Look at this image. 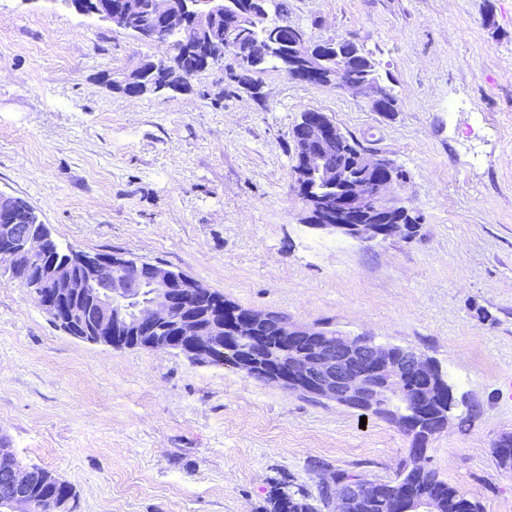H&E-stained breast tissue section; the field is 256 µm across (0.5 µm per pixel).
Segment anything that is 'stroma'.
<instances>
[{"label":"stroma","mask_w":512,"mask_h":512,"mask_svg":"<svg viewBox=\"0 0 512 512\" xmlns=\"http://www.w3.org/2000/svg\"><path fill=\"white\" fill-rule=\"evenodd\" d=\"M287 8L313 39L371 52L396 111L272 67L253 90L222 66L130 97L106 75L160 45L62 0H0V193L61 245L433 360L459 406L427 467L480 512H512V472L492 453L512 434V0ZM310 109L407 169L411 237L365 245L305 224L292 129ZM0 439L71 484L75 512H263L283 480L394 478L411 446L392 423L241 371L74 338L1 273Z\"/></svg>","instance_id":"1"}]
</instances>
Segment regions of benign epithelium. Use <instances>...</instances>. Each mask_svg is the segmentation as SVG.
I'll return each mask as SVG.
<instances>
[{"instance_id":"obj_1","label":"benign epithelium","mask_w":512,"mask_h":512,"mask_svg":"<svg viewBox=\"0 0 512 512\" xmlns=\"http://www.w3.org/2000/svg\"><path fill=\"white\" fill-rule=\"evenodd\" d=\"M76 11L93 15L113 27L152 41L159 27L179 29L195 26L203 29L209 20L224 7V0H155L149 12L139 0H126L116 9L112 0H65ZM233 47L226 43L197 44L186 51V57L201 61L192 65V72L181 83H158V75L166 57H155L152 67L144 62L135 64L107 77V82L127 96L153 85L155 93L185 91L189 80L197 73L216 67ZM285 72L291 78L312 84L327 85L313 57L311 45L298 39L294 50L285 56ZM310 124V137L301 144L300 180L311 176L329 185L336 184V168L329 157L336 151V127L311 110L305 113ZM390 159L368 152L358 154V164L366 178L348 181V187L336 197L323 202L324 223L314 228L325 230L360 243H379L407 235L405 224H388L382 217L402 206L394 193L395 181L381 178L378 173L389 165ZM47 233L34 210L20 211L15 198L0 193V270L11 271L26 256L40 265L36 288L29 295L68 335L91 343L113 346L127 339L133 345L149 349H174L175 340L183 341V354L208 359L216 349V339L224 335L222 311L204 310L206 303L189 301L198 295L203 285L181 271L138 260L133 276L112 274V269L129 264L130 258L121 253L104 254L75 250L68 258L57 261L47 250ZM153 288L152 300L135 322L125 317L124 306L142 272ZM272 328L282 343L298 336H320L317 328L294 323L287 316L249 308L239 309V319L233 328L235 336H259ZM243 371H260L268 382L289 391L304 390L319 399L361 413L370 414L406 395L405 379L411 374L432 377L437 366L429 359L415 354L401 360L391 357V348L379 344L371 336H338L324 341L311 355L260 352L244 348L241 355ZM448 419L432 421L423 430L425 441L410 450L419 460L427 457V440L446 427ZM10 493L0 499L4 512H29L33 506L30 491L35 478L24 468L5 470ZM327 493H336L338 512L360 499H379L384 494L382 483L350 479L342 484L337 480L322 484Z\"/></svg>"}]
</instances>
